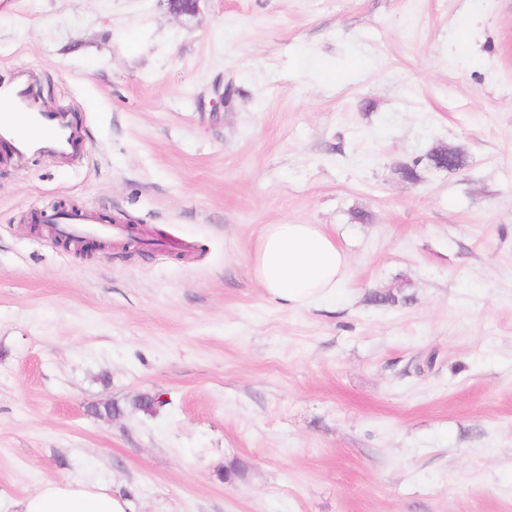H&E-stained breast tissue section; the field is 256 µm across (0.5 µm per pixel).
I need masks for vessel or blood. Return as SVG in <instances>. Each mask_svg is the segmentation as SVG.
I'll list each match as a JSON object with an SVG mask.
<instances>
[{
  "instance_id": "1",
  "label": "vessel or blood",
  "mask_w": 512,
  "mask_h": 512,
  "mask_svg": "<svg viewBox=\"0 0 512 512\" xmlns=\"http://www.w3.org/2000/svg\"><path fill=\"white\" fill-rule=\"evenodd\" d=\"M26 72L0 82V139L10 141L15 154L71 157L79 146L76 134L64 114L47 111L31 91ZM50 223L60 225L64 234L112 235L114 226L96 223L92 214L76 211L53 215Z\"/></svg>"
}]
</instances>
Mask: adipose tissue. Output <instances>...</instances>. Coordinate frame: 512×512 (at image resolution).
Wrapping results in <instances>:
<instances>
[{
	"label": "adipose tissue",
	"instance_id": "adipose-tissue-1",
	"mask_svg": "<svg viewBox=\"0 0 512 512\" xmlns=\"http://www.w3.org/2000/svg\"><path fill=\"white\" fill-rule=\"evenodd\" d=\"M252 277L281 310L323 305L347 276L349 259L319 224H266L247 257ZM15 512H129L126 500L84 480H49L14 502Z\"/></svg>",
	"mask_w": 512,
	"mask_h": 512
}]
</instances>
